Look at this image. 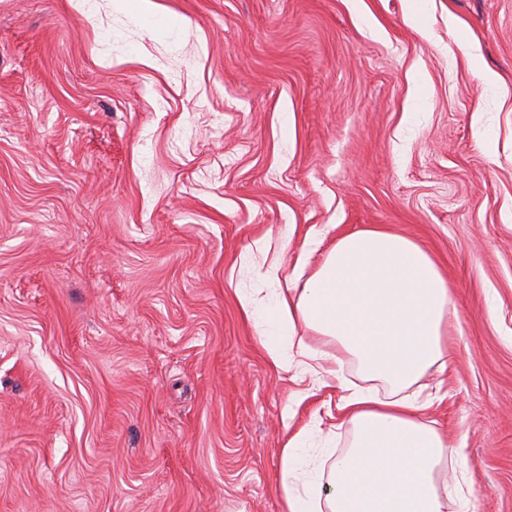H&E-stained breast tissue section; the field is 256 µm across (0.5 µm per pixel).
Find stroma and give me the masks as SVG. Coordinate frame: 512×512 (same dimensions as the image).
<instances>
[{"label": "stroma", "mask_w": 512, "mask_h": 512, "mask_svg": "<svg viewBox=\"0 0 512 512\" xmlns=\"http://www.w3.org/2000/svg\"><path fill=\"white\" fill-rule=\"evenodd\" d=\"M154 2L0 0V512H282L291 434L352 429L241 256L370 227L453 289L414 388L512 512V0Z\"/></svg>", "instance_id": "1"}]
</instances>
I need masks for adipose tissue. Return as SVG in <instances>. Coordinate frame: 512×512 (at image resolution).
Masks as SVG:
<instances>
[{
	"mask_svg": "<svg viewBox=\"0 0 512 512\" xmlns=\"http://www.w3.org/2000/svg\"><path fill=\"white\" fill-rule=\"evenodd\" d=\"M239 303L255 323L274 364L336 377L353 361L387 396L355 389L342 398L353 430L347 453L333 459L326 484L305 477L301 436L282 450L283 512H446L462 486L440 477L445 466L468 476L463 449L449 447L422 418L425 409L407 388L432 368L446 370L448 334L458 321L453 291L437 263L417 242L382 228L342 235L311 271L296 269L271 301L243 294ZM320 336L318 353L302 333Z\"/></svg>",
	"mask_w": 512,
	"mask_h": 512,
	"instance_id": "ef3b65f1",
	"label": "adipose tissue"
}]
</instances>
